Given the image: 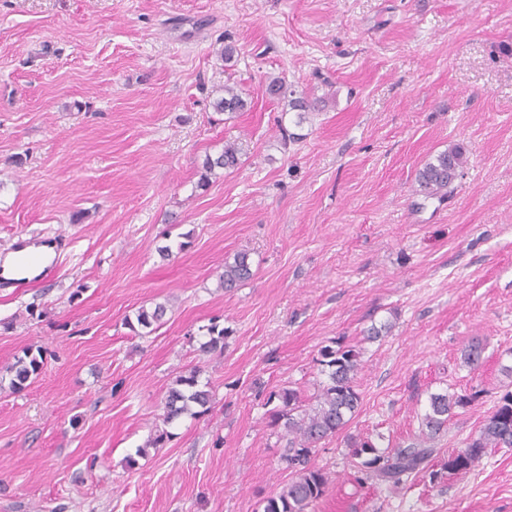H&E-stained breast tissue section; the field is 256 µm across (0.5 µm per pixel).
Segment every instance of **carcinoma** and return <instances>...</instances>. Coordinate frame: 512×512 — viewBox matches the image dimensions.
I'll return each mask as SVG.
<instances>
[{
	"instance_id": "obj_1",
	"label": "carcinoma",
	"mask_w": 512,
	"mask_h": 512,
	"mask_svg": "<svg viewBox=\"0 0 512 512\" xmlns=\"http://www.w3.org/2000/svg\"><path fill=\"white\" fill-rule=\"evenodd\" d=\"M222 94L212 102L214 111L234 114L243 112L247 101L237 89L226 85L220 88ZM268 93L285 101L290 111L312 112L316 101L304 94L287 91L280 81L268 85ZM464 164V152L459 145L430 156L417 175L419 193L426 198H442L448 187L460 174ZM239 165L238 150L233 144L224 145L219 155L207 156L201 171V185L209 183L218 170H230ZM254 276L250 256L239 252L232 259L224 261V271L219 275V285L232 291ZM166 307L158 304L152 310L139 308L136 322H127L131 330L140 327L153 332L162 325ZM229 331L216 322L206 327L208 340L200 345L204 353L224 352ZM485 346L473 340L461 350L462 363L478 369L484 360ZM362 349L356 345H345L339 341L320 350L319 364L325 380L320 382L311 402L304 400L300 390L284 386L270 394L279 405L270 413L269 424L280 430L286 445L282 459L291 470V477L279 492L264 500L262 512H310L321 500L331 483L330 473L314 465L312 459L322 442L335 437L358 413L361 394L356 379L361 369ZM42 354L31 351L15 358L7 367L10 374V388L20 391L30 385L41 372ZM200 372L192 370L186 376L175 380V386L168 390L164 404L163 423L169 425L184 415L200 416L212 409L213 394L199 384ZM478 396L470 394L434 393L430 395L428 407L421 419L422 438L405 447L380 448L371 441H353L350 444L354 467L361 473L398 487L403 477L428 474L429 481H435L439 473L427 471L436 449L430 443L448 427V421L455 410L468 406ZM489 448H512V392L504 394L495 409L484 419L478 431L470 436L462 448L448 452L442 464L450 474H466L486 455Z\"/></svg>"
}]
</instances>
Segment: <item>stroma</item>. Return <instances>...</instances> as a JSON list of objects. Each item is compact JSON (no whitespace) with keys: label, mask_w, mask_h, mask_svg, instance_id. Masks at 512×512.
<instances>
[{"label":"stroma","mask_w":512,"mask_h":512,"mask_svg":"<svg viewBox=\"0 0 512 512\" xmlns=\"http://www.w3.org/2000/svg\"><path fill=\"white\" fill-rule=\"evenodd\" d=\"M276 78L318 111L297 122ZM225 84L245 111H213ZM228 143L240 166L199 188ZM452 144L465 167L424 198L418 170ZM20 233L67 247L53 281L0 288V512H258L289 479L268 396L312 395L335 340L363 345V401L314 457L332 482L313 512H512V448L393 488L347 447L406 445L430 394L475 393L442 463L512 391V0H0V248ZM238 252L255 275L227 292ZM215 320L227 346L201 355ZM27 349L43 369L15 392ZM197 366L212 411L164 426ZM166 314V307L164 305L158 304L154 307L153 310H147L144 307L138 309L136 314V323L141 329H145V333H141L136 329L132 321L127 320V325L130 329L135 332L138 336H145L146 334H150L159 328L163 323V317Z\"/></svg>","instance_id":"1"}]
</instances>
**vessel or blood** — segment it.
Masks as SVG:
<instances>
[{"label":"vessel or blood","mask_w":512,"mask_h":512,"mask_svg":"<svg viewBox=\"0 0 512 512\" xmlns=\"http://www.w3.org/2000/svg\"><path fill=\"white\" fill-rule=\"evenodd\" d=\"M65 241L62 237H18L0 250V288H32L56 269Z\"/></svg>","instance_id":"b4317fda"}]
</instances>
